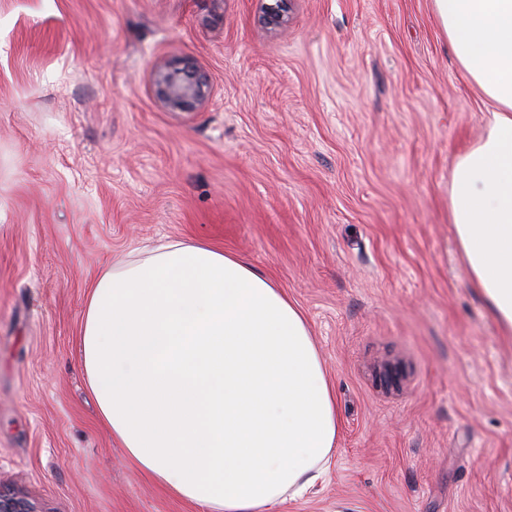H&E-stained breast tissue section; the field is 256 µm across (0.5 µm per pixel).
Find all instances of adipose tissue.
Wrapping results in <instances>:
<instances>
[{
  "instance_id": "1",
  "label": "adipose tissue",
  "mask_w": 512,
  "mask_h": 512,
  "mask_svg": "<svg viewBox=\"0 0 512 512\" xmlns=\"http://www.w3.org/2000/svg\"><path fill=\"white\" fill-rule=\"evenodd\" d=\"M466 77L492 102L461 153L449 221L473 283L512 332V0H432ZM86 382L129 458L204 512H268L334 461L336 395L304 313L242 259L184 240L97 271Z\"/></svg>"
}]
</instances>
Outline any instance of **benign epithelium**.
Masks as SVG:
<instances>
[{"label": "benign epithelium", "instance_id": "benign-epithelium-1", "mask_svg": "<svg viewBox=\"0 0 512 512\" xmlns=\"http://www.w3.org/2000/svg\"><path fill=\"white\" fill-rule=\"evenodd\" d=\"M287 0H272L264 4L263 21L270 28L285 23ZM158 98L170 109L192 112L207 95L209 81L194 59L184 57L171 65H159L153 75ZM0 512H35L28 501L0 493Z\"/></svg>", "mask_w": 512, "mask_h": 512}]
</instances>
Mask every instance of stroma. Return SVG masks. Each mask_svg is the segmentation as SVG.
I'll return each mask as SVG.
<instances>
[{
    "label": "stroma",
    "mask_w": 512,
    "mask_h": 512,
    "mask_svg": "<svg viewBox=\"0 0 512 512\" xmlns=\"http://www.w3.org/2000/svg\"><path fill=\"white\" fill-rule=\"evenodd\" d=\"M0 0V490L36 512H203L100 424L79 341L101 263L223 248L305 313L329 474L276 512H512V333L448 219L492 106L432 0ZM207 72L192 112L156 64Z\"/></svg>",
    "instance_id": "1"
}]
</instances>
